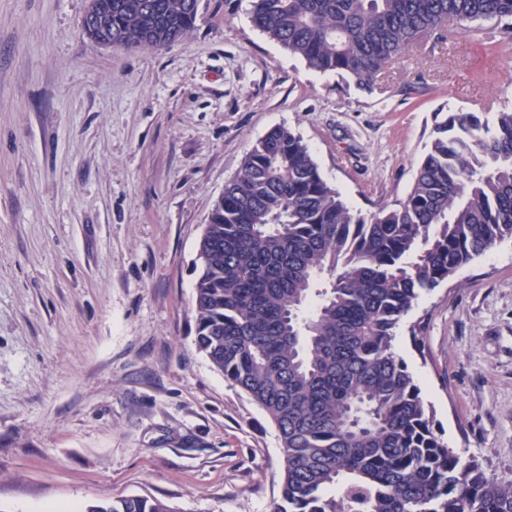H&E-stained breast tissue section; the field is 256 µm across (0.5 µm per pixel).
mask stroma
I'll use <instances>...</instances> for the list:
<instances>
[{"label":"stroma","instance_id":"obj_1","mask_svg":"<svg viewBox=\"0 0 512 512\" xmlns=\"http://www.w3.org/2000/svg\"><path fill=\"white\" fill-rule=\"evenodd\" d=\"M87 0H0V512L110 497L273 512L278 432L194 343L215 200L283 126L367 218L410 191L438 112L512 109V55L451 27L369 88L200 0L193 32L104 48ZM450 448L512 477V240L424 294L397 330Z\"/></svg>","mask_w":512,"mask_h":512}]
</instances>
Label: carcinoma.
I'll return each mask as SVG.
<instances>
[{
	"instance_id": "carcinoma-1",
	"label": "carcinoma",
	"mask_w": 512,
	"mask_h": 512,
	"mask_svg": "<svg viewBox=\"0 0 512 512\" xmlns=\"http://www.w3.org/2000/svg\"><path fill=\"white\" fill-rule=\"evenodd\" d=\"M122 48L190 33L199 0H95ZM252 20L320 72L369 86L410 45L465 32L512 42V0H252ZM512 239V111L436 121L406 199L369 219L275 127L247 151L199 243L195 344L272 420L274 512H512V480L462 457L394 343L420 297ZM85 512H172L140 496Z\"/></svg>"
}]
</instances>
